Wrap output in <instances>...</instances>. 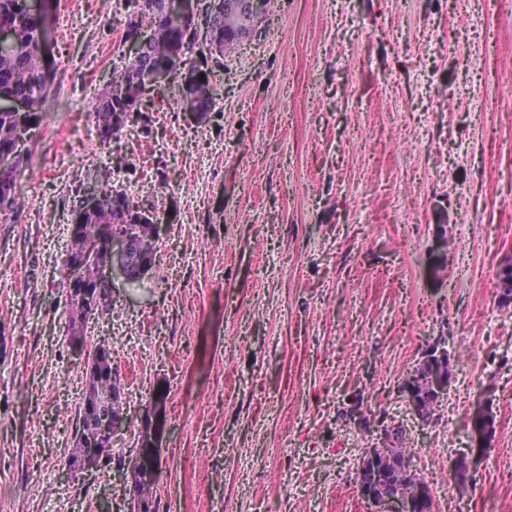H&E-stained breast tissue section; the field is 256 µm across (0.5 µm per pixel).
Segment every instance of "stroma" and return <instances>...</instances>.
I'll return each mask as SVG.
<instances>
[{
  "instance_id": "35a3bbf8",
  "label": "stroma",
  "mask_w": 512,
  "mask_h": 512,
  "mask_svg": "<svg viewBox=\"0 0 512 512\" xmlns=\"http://www.w3.org/2000/svg\"><path fill=\"white\" fill-rule=\"evenodd\" d=\"M56 71L18 170L24 209L0 218V512H125L117 479L137 434L97 476L64 469L84 364L64 265L81 188L153 204L149 273L120 285L108 342L138 420L167 389L158 512H370L353 421L407 426L435 512H512V0H271L214 64V106L186 119L176 85L147 125L102 144L93 111L130 12L51 0ZM452 378L430 425L398 397L433 338ZM492 397L494 435L459 493L469 414Z\"/></svg>"
}]
</instances>
